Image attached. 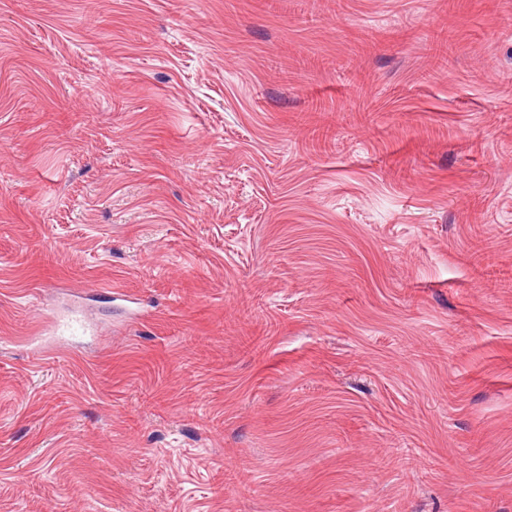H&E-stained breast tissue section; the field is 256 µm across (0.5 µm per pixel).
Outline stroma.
<instances>
[{"label":"stroma","instance_id":"1","mask_svg":"<svg viewBox=\"0 0 512 512\" xmlns=\"http://www.w3.org/2000/svg\"><path fill=\"white\" fill-rule=\"evenodd\" d=\"M0 512H512V0H0Z\"/></svg>","mask_w":512,"mask_h":512}]
</instances>
